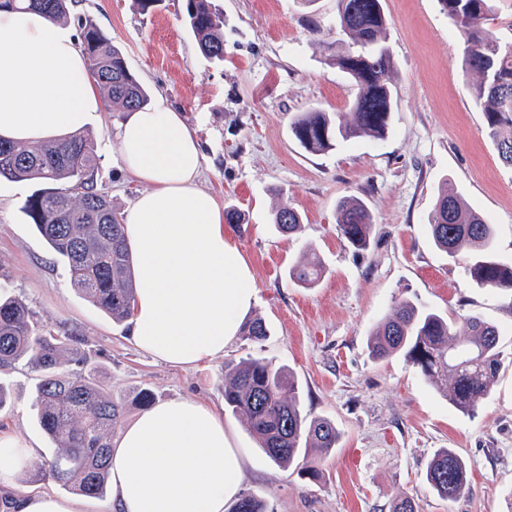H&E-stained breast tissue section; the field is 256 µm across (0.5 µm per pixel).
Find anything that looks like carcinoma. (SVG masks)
Listing matches in <instances>:
<instances>
[{"label": "carcinoma", "instance_id": "carcinoma-1", "mask_svg": "<svg viewBox=\"0 0 512 512\" xmlns=\"http://www.w3.org/2000/svg\"><path fill=\"white\" fill-rule=\"evenodd\" d=\"M69 0H0V8H36L62 20ZM464 39L462 70L474 76L473 98L484 114L485 132L495 142L504 165L512 167V39L505 41L490 28L497 0H439ZM185 13L201 53L224 61V14L213 0H185ZM388 18L382 0H337L340 38L324 43L326 61L347 75L356 88L353 112L310 108L291 122V132L307 151L323 154L340 141L385 137L394 112V57L386 42ZM81 49L91 78L117 110L129 112L148 105L149 94L130 72L122 53L92 24L83 27ZM97 150L79 133L62 140L17 144L0 140V180H36L23 211L51 251L68 267L74 288L112 322L132 316L135 285L132 262L123 234V216L98 188ZM340 236L354 250L369 248L372 215L366 204L346 196L336 204ZM271 224L280 233L301 228L302 216L288 204L273 211ZM437 248L471 256L467 274L479 288L512 293V263L496 253L492 225L455 195L440 194L428 217ZM321 260L311 254L289 268V277L304 287L316 285ZM242 336L260 343L265 322L244 323ZM500 331L479 315L464 318L457 328L448 316L402 299L372 329L368 341L378 359L403 357L455 409L470 414L487 398L503 364ZM83 339L64 331L42 329L27 304L7 294L0 284V368L25 362L36 374L33 403L43 433L56 444L49 458L36 464L37 474L82 496H103L109 480L112 435L125 408L112 400L105 383L90 375L59 372L64 364H84ZM224 408L240 416L271 461L296 466L317 480L308 465L309 451L324 455L338 447L340 432L325 417L311 418L300 407L294 375L269 360L250 358L224 364ZM430 487L446 500L465 491L467 469L451 449L429 459ZM233 512H265L251 494L240 496Z\"/></svg>", "mask_w": 512, "mask_h": 512}]
</instances>
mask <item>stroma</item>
I'll use <instances>...</instances> for the list:
<instances>
[{
	"label": "stroma",
	"instance_id": "obj_1",
	"mask_svg": "<svg viewBox=\"0 0 512 512\" xmlns=\"http://www.w3.org/2000/svg\"><path fill=\"white\" fill-rule=\"evenodd\" d=\"M224 12V60L202 55L187 27L182 0H73L68 22L90 23L117 47L150 95H164L202 142L201 184L223 207L241 212L227 225L251 273V317L269 329L258 344L235 339L221 357L195 369L169 366L131 342L79 295L70 275L23 212L32 182L0 181V283L22 298L55 332L83 339L86 364L125 406L124 422L140 412L142 388L156 400L196 398L224 406V363L264 358L289 368L300 405L341 433L319 458L312 482L273 464L242 419L225 412L231 445L244 458L241 490L263 499L267 512H389L392 500L414 498L417 512H506L512 498V295L474 286L469 257L448 256L425 224L440 192L462 197L497 231V253L512 262V169L484 130V116L461 68L464 40L438 0H384L387 43L395 59L397 102L384 139L362 137L325 154L295 141L290 124L310 108L350 111L355 89L325 61L313 25L326 28L336 0H214ZM124 115L104 107L87 134L96 146L97 185L126 210L143 186L122 169L112 146ZM361 199L374 222L367 251L341 238L336 204ZM288 201L303 217L300 230L278 233L272 211ZM324 265L319 283L304 288L288 276L308 252ZM415 300L462 321L480 315L500 330L505 360L498 382L472 414L453 409L403 358L373 359V326L396 302ZM34 374L26 363L0 370L9 401L0 433L54 452L34 419ZM455 451L466 463L468 488L441 499L426 481L429 458Z\"/></svg>",
	"mask_w": 512,
	"mask_h": 512
}]
</instances>
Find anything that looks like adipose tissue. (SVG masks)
<instances>
[{"mask_svg": "<svg viewBox=\"0 0 512 512\" xmlns=\"http://www.w3.org/2000/svg\"><path fill=\"white\" fill-rule=\"evenodd\" d=\"M102 110L69 24L32 10H0V137L61 139L93 126ZM116 150L144 190L123 215L136 282L129 335L167 365L192 368L221 356L255 301L248 265L224 229V210L199 185L203 153L164 96L127 113ZM0 436V488L13 512H87L83 498L16 490L35 450L14 456ZM243 460L218 411L192 397L163 401L120 432L112 450L110 512H225Z\"/></svg>", "mask_w": 512, "mask_h": 512, "instance_id": "adipose-tissue-1", "label": "adipose tissue"}]
</instances>
